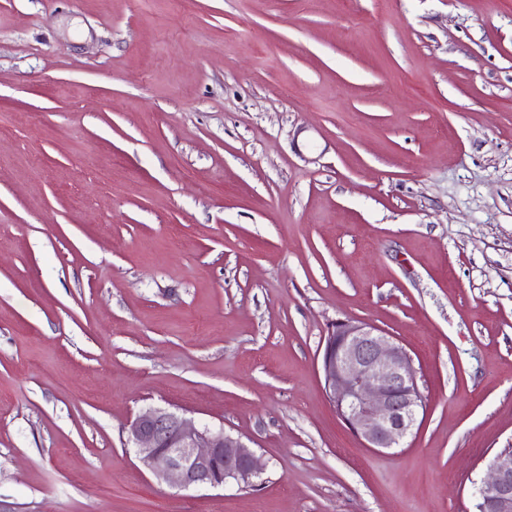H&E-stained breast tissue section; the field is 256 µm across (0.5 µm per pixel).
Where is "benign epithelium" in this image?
<instances>
[{
  "label": "benign epithelium",
  "instance_id": "benign-epithelium-1",
  "mask_svg": "<svg viewBox=\"0 0 512 512\" xmlns=\"http://www.w3.org/2000/svg\"><path fill=\"white\" fill-rule=\"evenodd\" d=\"M324 390L347 429L376 451L401 447L412 433L424 401L406 349L367 323L331 325L321 359ZM128 441L159 481L184 488L250 484L261 471L252 448L224 430L200 427L164 408L136 417ZM480 512H512V449L489 463L476 490Z\"/></svg>",
  "mask_w": 512,
  "mask_h": 512
}]
</instances>
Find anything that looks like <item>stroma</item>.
I'll list each match as a JSON object with an SVG mask.
<instances>
[{
  "label": "stroma",
  "mask_w": 512,
  "mask_h": 512,
  "mask_svg": "<svg viewBox=\"0 0 512 512\" xmlns=\"http://www.w3.org/2000/svg\"><path fill=\"white\" fill-rule=\"evenodd\" d=\"M338 319L412 356L405 447ZM153 407L262 474L158 482ZM506 448L512 0H0V512H476ZM321 371L336 414L366 448L402 447L424 404L402 345L370 324L336 320L325 338Z\"/></svg>",
  "instance_id": "1"
}]
</instances>
